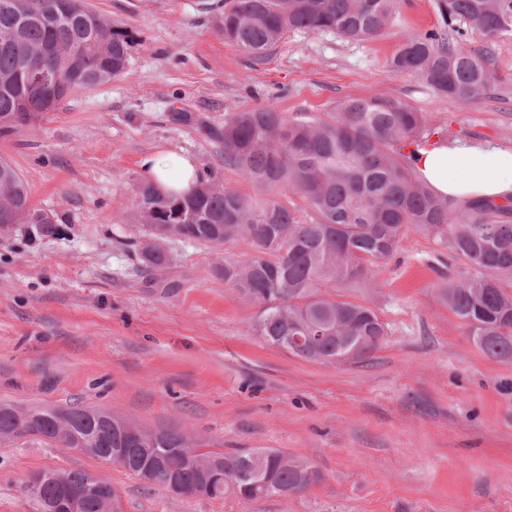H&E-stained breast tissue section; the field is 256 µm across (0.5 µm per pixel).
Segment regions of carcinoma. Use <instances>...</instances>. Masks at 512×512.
Segmentation results:
<instances>
[{
    "instance_id": "carcinoma-1",
    "label": "carcinoma",
    "mask_w": 512,
    "mask_h": 512,
    "mask_svg": "<svg viewBox=\"0 0 512 512\" xmlns=\"http://www.w3.org/2000/svg\"><path fill=\"white\" fill-rule=\"evenodd\" d=\"M395 0H222L219 30L224 41L255 56L290 31L330 32L351 41L381 36ZM441 25L411 35L388 61L397 73L419 77L440 96L463 100L487 96L496 84L491 59L465 47L456 22L493 40L512 32V0H437ZM0 134L34 126L71 92L112 81L125 72L136 41L133 30L89 10L84 0H0ZM49 64L55 85H41L29 71ZM444 129L408 103L374 95L336 105L327 119L288 120L271 106L234 112L224 119V166L261 188L284 186L306 207L277 199L256 201L230 186L199 179L189 192L162 193L151 182L136 189L134 220L164 241L220 247L246 240L253 254L224 259V283L260 307L255 332L265 343L316 363L356 360L376 350L387 335L370 306L332 295L340 286L377 287L375 272L412 230L448 243L451 258L467 275L448 277L441 300L468 328L489 358L512 362V196L458 202L420 177L410 147L429 143ZM0 207L29 234L56 232L54 219L33 206L28 184L0 159ZM191 210L194 224L180 215ZM306 219H300L301 214ZM319 332L315 345L291 344L289 336ZM129 420L83 406L19 408L0 402V439L28 438L38 431L51 448H75L78 438L102 431L100 459L143 481L170 489L172 471L182 473L181 499L242 501L300 495L323 481L311 462L278 448L236 453L198 442L194 455L208 459L204 478L182 453L186 436L157 428L155 451L130 453ZM52 475L33 498L38 510L64 489L81 512H104L102 497L88 490L91 474L49 469Z\"/></svg>"
}]
</instances>
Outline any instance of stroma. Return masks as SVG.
Instances as JSON below:
<instances>
[{
	"label": "stroma",
	"mask_w": 512,
	"mask_h": 512,
	"mask_svg": "<svg viewBox=\"0 0 512 512\" xmlns=\"http://www.w3.org/2000/svg\"><path fill=\"white\" fill-rule=\"evenodd\" d=\"M215 2L85 0L135 32L125 73L0 135V158L61 228L0 241V401L104 407L227 452L279 448L324 481L288 499L182 500L89 455L0 440V512H36L28 477L72 468L110 482L123 512H512V363L488 358L441 301L460 271L443 240L409 232L377 287L341 289L387 335L366 359L321 364L266 344L253 330L258 306L216 274L250 255L249 242L173 240L169 265L150 269L133 219L139 161L161 150L256 200L290 201L224 166L225 117L259 106L293 120L386 96L431 115L449 141L511 149L512 33L491 41L465 27L497 73L491 97L467 101L387 65L409 35L438 26L436 0H398L377 38L291 31L260 59L225 42Z\"/></svg>",
	"instance_id": "stroma-1"
}]
</instances>
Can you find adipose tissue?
<instances>
[{
    "label": "adipose tissue",
    "mask_w": 512,
    "mask_h": 512,
    "mask_svg": "<svg viewBox=\"0 0 512 512\" xmlns=\"http://www.w3.org/2000/svg\"><path fill=\"white\" fill-rule=\"evenodd\" d=\"M414 167L435 191L458 201L512 194V149L438 142L417 149ZM140 168L147 180L168 193L188 191L198 177L196 162L187 154H148Z\"/></svg>",
    "instance_id": "1"
}]
</instances>
